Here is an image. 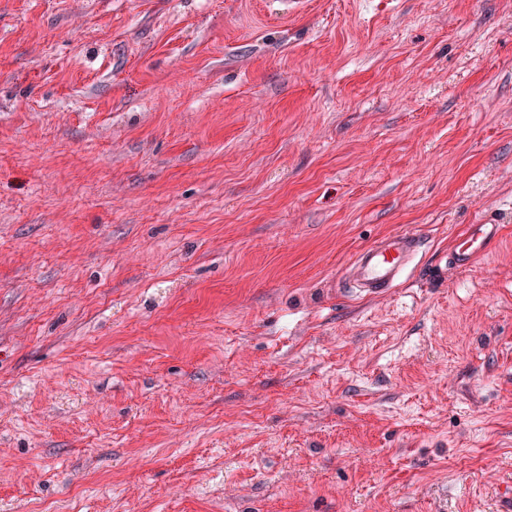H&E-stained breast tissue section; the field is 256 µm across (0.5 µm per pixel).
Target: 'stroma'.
<instances>
[{
    "instance_id": "stroma-1",
    "label": "stroma",
    "mask_w": 512,
    "mask_h": 512,
    "mask_svg": "<svg viewBox=\"0 0 512 512\" xmlns=\"http://www.w3.org/2000/svg\"><path fill=\"white\" fill-rule=\"evenodd\" d=\"M511 492L512 0H0V512ZM502 225L467 224L454 239L446 255L447 264L455 268H468L477 259L489 254L490 247L502 236ZM424 237L405 231L380 239L363 249L344 272L346 292L357 297H376L398 288L424 253Z\"/></svg>"
}]
</instances>
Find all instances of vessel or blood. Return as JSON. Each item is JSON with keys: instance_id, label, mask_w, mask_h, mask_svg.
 Returning a JSON list of instances; mask_svg holds the SVG:
<instances>
[{"instance_id": "vessel-or-blood-1", "label": "vessel or blood", "mask_w": 512, "mask_h": 512, "mask_svg": "<svg viewBox=\"0 0 512 512\" xmlns=\"http://www.w3.org/2000/svg\"><path fill=\"white\" fill-rule=\"evenodd\" d=\"M502 236L498 224H469L456 236L446 261L456 268H468L487 256ZM425 239L405 231L380 239L363 249L344 272L342 279L349 293L357 297H376L399 287L424 253Z\"/></svg>"}]
</instances>
